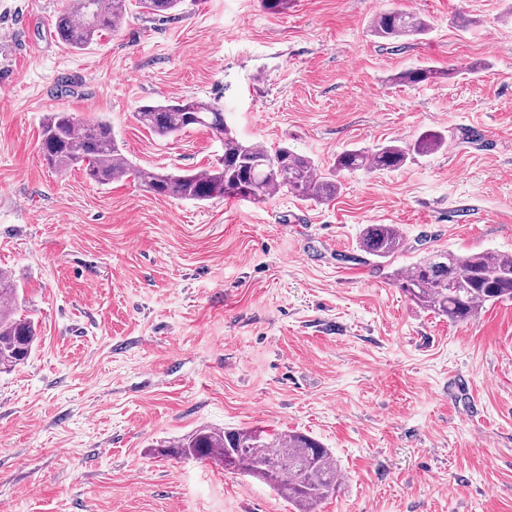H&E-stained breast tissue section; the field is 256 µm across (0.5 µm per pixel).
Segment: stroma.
Masks as SVG:
<instances>
[{
    "mask_svg": "<svg viewBox=\"0 0 512 512\" xmlns=\"http://www.w3.org/2000/svg\"><path fill=\"white\" fill-rule=\"evenodd\" d=\"M65 0H0V269L38 343L0 372V512H295L265 484L154 448L197 427L299 431L344 475L317 512H512V301L464 323L397 270L512 252V0H187L75 51ZM398 7L415 39L370 31ZM453 78L402 85L409 67ZM217 102L239 139L327 167L441 132L396 170L342 171L335 199L196 204L42 160L45 113L105 117L140 168L223 155L161 138L145 104ZM394 224L400 252L359 248ZM403 245V236L394 224H369L363 229L360 238L361 250L379 258L393 256Z\"/></svg>",
    "mask_w": 512,
    "mask_h": 512,
    "instance_id": "35a3bbf8",
    "label": "stroma"
}]
</instances>
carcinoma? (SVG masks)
Masks as SVG:
<instances>
[{
    "instance_id": "carcinoma-1",
    "label": "carcinoma",
    "mask_w": 512,
    "mask_h": 512,
    "mask_svg": "<svg viewBox=\"0 0 512 512\" xmlns=\"http://www.w3.org/2000/svg\"><path fill=\"white\" fill-rule=\"evenodd\" d=\"M184 0H68L58 13L54 29L69 48L84 50L107 34H117L136 7L154 17L168 18ZM420 17L393 9L379 14L371 25L374 36L401 40L425 34ZM450 77L452 72L433 67H410L397 81L419 84ZM136 119L160 137L192 126L212 130L224 145V155L210 169L163 173L135 168L118 147L111 124L99 117L80 120L71 112H48L40 131V150L51 167L78 166L95 183L107 185L134 177L147 190L167 197L210 201L236 198L261 202L275 190H285L304 200L330 201L336 197V173L342 170L396 169L414 154L437 151L444 142L439 132L424 133L410 145H384L369 152L346 149L328 171H321L309 157L286 147L267 149L238 139L217 103L198 99L139 108ZM404 239L394 224H369L361 234L365 253L388 258L398 253ZM399 287L416 304L443 315L452 323L474 318L488 302L512 299V254L436 252L415 263L399 278ZM18 288L12 274L0 270V367L23 363L37 340L36 327L17 312ZM173 454L212 460L235 472L267 484L296 512H316L334 494L340 471L331 451L314 438L296 431L269 435L259 427L212 429L200 426L190 434L157 449Z\"/></svg>"
}]
</instances>
